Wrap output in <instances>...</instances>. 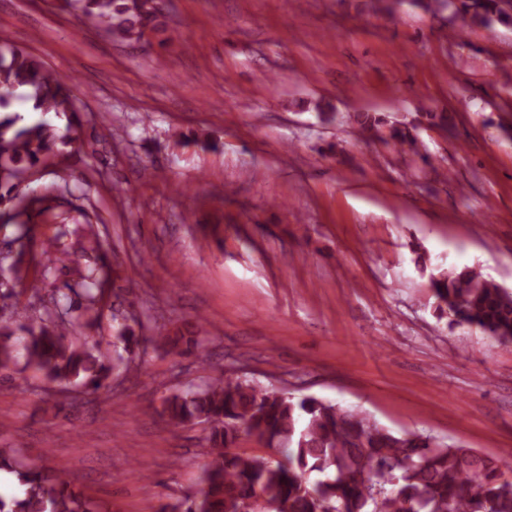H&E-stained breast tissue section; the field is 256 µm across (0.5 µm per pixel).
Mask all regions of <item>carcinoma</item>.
Wrapping results in <instances>:
<instances>
[{"label":"carcinoma","instance_id":"cac0c4a2","mask_svg":"<svg viewBox=\"0 0 512 512\" xmlns=\"http://www.w3.org/2000/svg\"><path fill=\"white\" fill-rule=\"evenodd\" d=\"M82 15L104 25L114 37L139 41L165 26L157 0H62ZM504 0H462L472 23L488 25L512 20ZM31 111L77 117L76 96L67 81L37 56L0 37V206L9 212L22 240L30 213L48 210L46 198L32 196L17 210L23 174L33 173L50 157L65 154L73 138L45 120L27 122L16 102ZM360 132L380 131L386 121L370 112L354 117ZM385 141L401 151H417L408 127L389 126ZM56 254L42 252L37 292ZM101 276L89 268L75 286L54 298V306L38 322L19 325L20 336L0 326V371L18 364L50 381H68L96 390L110 386L112 368L134 369L135 350L166 339L164 326L142 334L118 321L121 352L109 360L84 345L67 341L70 329L92 326L102 313ZM438 317L475 328L512 343V291L484 277L476 267L442 269L429 278ZM160 415L175 428L209 424L210 461L199 495L172 507L174 512H225L226 505L250 508L261 496L277 502L279 512H512V465L484 457L470 448L428 435L398 434L368 414L313 396L255 385L232 370L218 372L201 384L163 400ZM255 438L265 452L241 450L240 434ZM0 470L16 477L22 494L0 497V512H96L95 503L74 491L65 475H48L12 448H0Z\"/></svg>","mask_w":512,"mask_h":512}]
</instances>
